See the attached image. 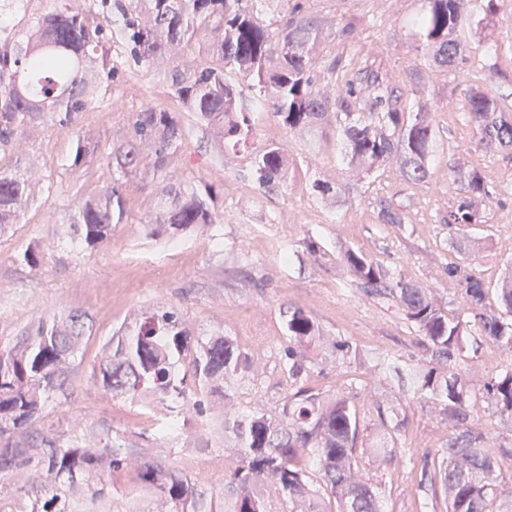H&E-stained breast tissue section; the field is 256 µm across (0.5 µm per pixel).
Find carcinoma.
<instances>
[{"mask_svg": "<svg viewBox=\"0 0 512 512\" xmlns=\"http://www.w3.org/2000/svg\"><path fill=\"white\" fill-rule=\"evenodd\" d=\"M28 0H0V151L13 145L18 127L48 116L61 127L71 126L99 93L110 86L117 67L108 59L113 41L126 59L140 65L168 58L188 46L198 31L208 32L204 58L192 70L177 65L168 74L172 95L182 108L206 122L227 152L250 151L251 173L263 186L286 182L290 158L286 147L270 141L255 147L257 129L252 112L241 102L232 76L248 82L257 109H268L291 136H314L336 122L348 176L361 182L394 163L414 184L432 179L431 161L438 149L433 123L435 108L415 89L394 93L389 80L354 76L331 95L320 89L316 50L324 23L285 9L287 0H265L266 12L252 0H50L51 8L26 17ZM509 0H423L422 12L408 21L413 47L434 66L461 70L466 44L462 35L489 21ZM103 17L109 25L91 26ZM468 122L490 151L512 149V113L491 93L467 94ZM135 139L113 152L116 171L135 172L145 160L166 169L170 155L185 138L175 113L146 106L134 116ZM461 195L448 207L443 223L455 233V247L471 255L478 244L463 233L485 224L491 192L476 168L456 171ZM314 189L327 205L339 202V190L317 180ZM35 195L33 181L20 172L0 170V230L16 224ZM126 203L119 180L82 202L71 217L72 233L88 245L108 237L112 226L125 223ZM213 192L206 188L167 191L157 227L182 231L214 224ZM336 273L348 277L363 295L392 302L416 327L427 344L428 357L404 364L379 354L370 372L377 379L374 396L389 377L404 392L438 401L454 430L448 446L429 455L409 458L418 491L442 497L448 512H512V483L496 470L498 457L512 456V445L500 437L474 430L478 401L491 406L502 423L512 425V368L485 377L459 366L475 335L496 340L512 356V267L499 283L500 309L484 307L483 281L459 264L445 268L448 289L461 299L449 315L436 289L410 281L350 247L334 261ZM288 372L304 370L306 352L321 347L342 360L357 362L364 352L356 345L323 335L303 311L288 316ZM82 316L64 324L51 318L0 356V435L26 426L52 393L64 385L66 362L83 337ZM189 331L171 308H157L132 331L106 348L99 375L114 396L159 394L168 400L171 420L163 425L174 440L178 418L201 409L203 400L224 393V383L247 364L227 337L219 336L189 354ZM190 357L194 388L186 389L177 363ZM380 444L373 455L388 461L406 453L390 433L386 412L395 405L375 401ZM224 429L234 435L237 465L228 474L224 506L197 484L156 460L139 463L141 480L153 489L150 512H269L270 492L288 501L289 512H382L370 479L357 461L360 424L356 410L342 393L299 387L288 393L278 411L257 410L244 416L224 414ZM45 477L36 489L31 512H75L74 500L85 496L102 502L109 496L104 473L130 463L112 450L103 458L92 448H61L47 442L41 449ZM324 496L312 489V474ZM497 510H490L493 503Z\"/></svg>", "mask_w": 512, "mask_h": 512, "instance_id": "1", "label": "carcinoma"}]
</instances>
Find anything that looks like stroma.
Listing matches in <instances>:
<instances>
[{"mask_svg": "<svg viewBox=\"0 0 512 512\" xmlns=\"http://www.w3.org/2000/svg\"><path fill=\"white\" fill-rule=\"evenodd\" d=\"M304 14L345 23L362 21L359 42L352 45L328 35L318 48L322 63L343 56L354 69L391 76L403 90L418 88L436 112L440 149L432 167L436 178L415 185L396 165H387L356 186L348 185L335 132L312 140L289 136L271 111H255L262 139L285 145L290 157L286 186L259 187L250 172L247 153H222L204 122L184 111L171 93L167 72L172 59L148 66L125 64L121 46H113L118 71L96 104L76 123L60 129L50 121L23 125L12 150L0 152V167L27 169L38 192L20 223L0 231V351L13 347L37 328L41 318L76 313L86 323L80 350L67 370V389L54 394L12 441L27 451L14 467L0 468V512H30L31 499L18 477L44 479L37 450L45 441L62 447L116 445L121 454L154 459L207 492H224V471L232 460L224 448V404L239 413L274 410L297 385L350 397L360 415L364 440H371L377 414L374 382L366 366L344 364L321 353L305 362L300 379L288 374V314L302 310L329 336L380 350L414 363L426 355L422 338L395 308L365 298L331 265L316 263L302 247L315 239L330 255L344 247L367 253L412 281L448 293L449 264L464 263L486 286L484 304L498 310L497 283L512 263V152L486 151L465 118L460 74L512 105V9H503L480 43L474 44L462 73L441 71L413 50L404 25L419 12L422 0H289ZM155 105L175 112L187 137L170 159L167 171L141 165L118 177L113 150L133 138L136 112ZM88 138L93 153L75 160L77 139ZM479 167L492 194L487 221L469 226L482 243L468 258L452 247L442 221L460 194L449 174L453 168ZM120 179L127 221L102 242L90 246L74 238L69 221L76 206ZM322 179L341 190V201L325 206L313 188ZM185 190L212 187L216 211L224 221L176 234L153 232L150 224L170 185ZM388 204L406 220L394 227L379 223L378 211ZM42 255L38 266L19 262L25 248ZM174 307L192 340L230 337L251 362L224 385V394L204 415L190 418L178 439L165 440L158 421L165 405L111 395L93 376L99 354L112 337L139 321L155 306ZM508 361L499 345L486 337L469 343L461 367L496 374ZM404 401V400H403ZM152 413L153 424L141 420ZM396 435L409 457L377 464L363 455L360 465L384 503L385 512H447L444 501L418 499L411 459L447 447L452 430L439 404L429 398L404 401ZM118 512H149L154 493L137 468L106 473Z\"/></svg>", "mask_w": 512, "mask_h": 512, "instance_id": "stroma-1", "label": "stroma"}]
</instances>
